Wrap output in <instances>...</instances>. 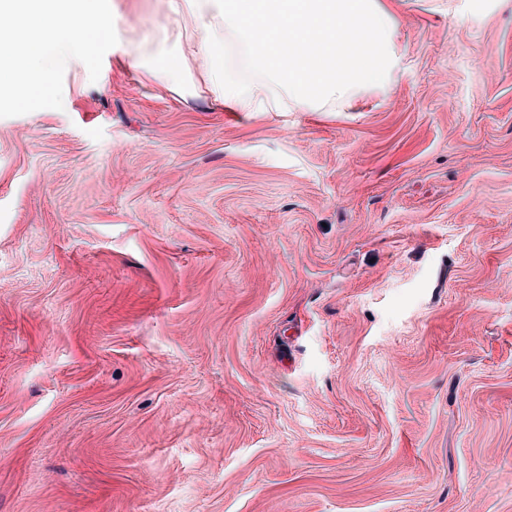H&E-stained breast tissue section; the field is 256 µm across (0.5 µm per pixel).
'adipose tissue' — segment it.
Listing matches in <instances>:
<instances>
[{
    "instance_id": "obj_1",
    "label": "adipose tissue",
    "mask_w": 512,
    "mask_h": 512,
    "mask_svg": "<svg viewBox=\"0 0 512 512\" xmlns=\"http://www.w3.org/2000/svg\"><path fill=\"white\" fill-rule=\"evenodd\" d=\"M191 16L205 73L225 106L237 112L351 109L366 90L383 87L395 65L398 19L385 0H169ZM218 11L223 25L205 22ZM239 44L262 73L244 80L227 61Z\"/></svg>"
}]
</instances>
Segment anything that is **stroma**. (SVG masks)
<instances>
[{"label": "stroma", "mask_w": 512, "mask_h": 512, "mask_svg": "<svg viewBox=\"0 0 512 512\" xmlns=\"http://www.w3.org/2000/svg\"><path fill=\"white\" fill-rule=\"evenodd\" d=\"M110 7L0 118V512H512V0H403L352 112Z\"/></svg>", "instance_id": "1"}]
</instances>
